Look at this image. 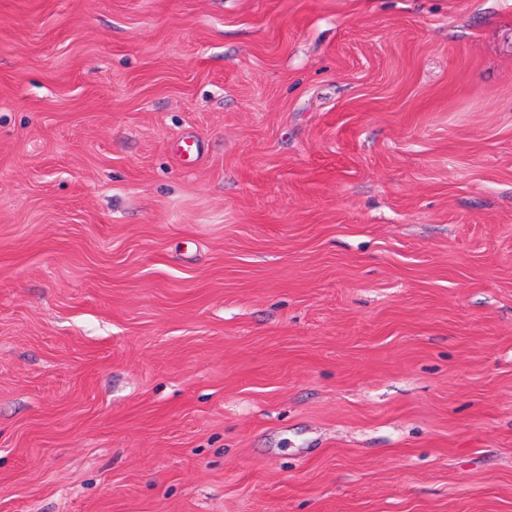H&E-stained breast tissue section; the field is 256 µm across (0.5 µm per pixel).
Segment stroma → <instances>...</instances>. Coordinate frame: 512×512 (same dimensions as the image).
I'll return each instance as SVG.
<instances>
[{"mask_svg":"<svg viewBox=\"0 0 512 512\" xmlns=\"http://www.w3.org/2000/svg\"><path fill=\"white\" fill-rule=\"evenodd\" d=\"M0 512H512V0H0Z\"/></svg>","mask_w":512,"mask_h":512,"instance_id":"stroma-1","label":"stroma"}]
</instances>
